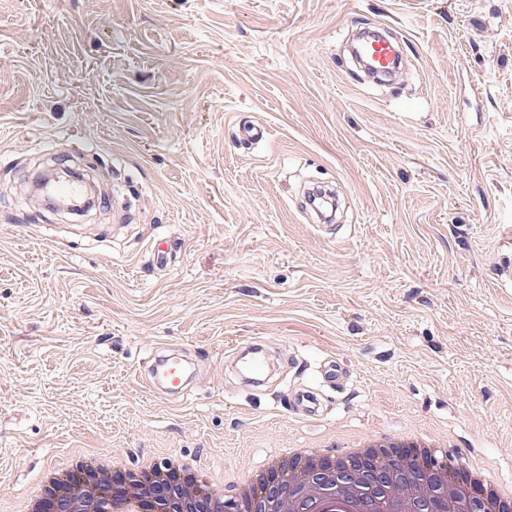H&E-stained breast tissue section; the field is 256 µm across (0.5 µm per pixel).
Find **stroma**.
I'll list each match as a JSON object with an SVG mask.
<instances>
[{
	"label": "stroma",
	"instance_id": "stroma-1",
	"mask_svg": "<svg viewBox=\"0 0 512 512\" xmlns=\"http://www.w3.org/2000/svg\"><path fill=\"white\" fill-rule=\"evenodd\" d=\"M379 25L385 86L344 41ZM53 165L97 177L89 213L29 194ZM511 228L512 0H0V512L72 451L229 475L375 432L512 480ZM250 338L320 419L239 385ZM161 340L200 362L187 400L147 388Z\"/></svg>",
	"mask_w": 512,
	"mask_h": 512
}]
</instances>
